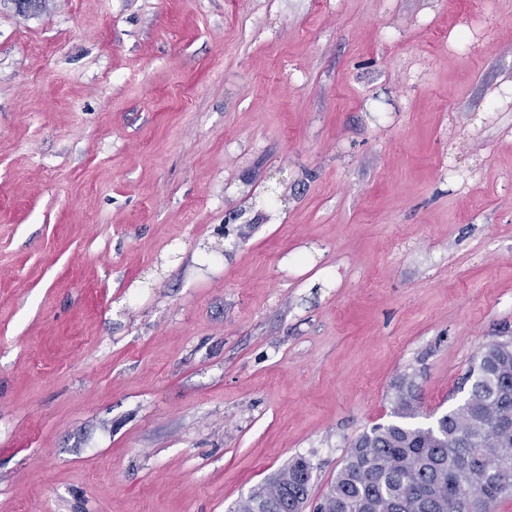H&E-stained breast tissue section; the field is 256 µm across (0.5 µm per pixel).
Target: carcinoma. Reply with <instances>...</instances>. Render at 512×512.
<instances>
[{
    "instance_id": "1",
    "label": "carcinoma",
    "mask_w": 512,
    "mask_h": 512,
    "mask_svg": "<svg viewBox=\"0 0 512 512\" xmlns=\"http://www.w3.org/2000/svg\"><path fill=\"white\" fill-rule=\"evenodd\" d=\"M466 398L430 424L406 376L395 420L354 443L314 512H490L512 494V339L480 352ZM311 464L293 458L234 512H302Z\"/></svg>"
}]
</instances>
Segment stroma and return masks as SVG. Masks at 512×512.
I'll return each instance as SVG.
<instances>
[{
  "label": "stroma",
  "instance_id": "35a3bbf8",
  "mask_svg": "<svg viewBox=\"0 0 512 512\" xmlns=\"http://www.w3.org/2000/svg\"><path fill=\"white\" fill-rule=\"evenodd\" d=\"M512 337V0H0V512L308 504ZM311 464L294 457L269 481L241 499L234 512H302L311 481Z\"/></svg>",
  "mask_w": 512,
  "mask_h": 512
}]
</instances>
